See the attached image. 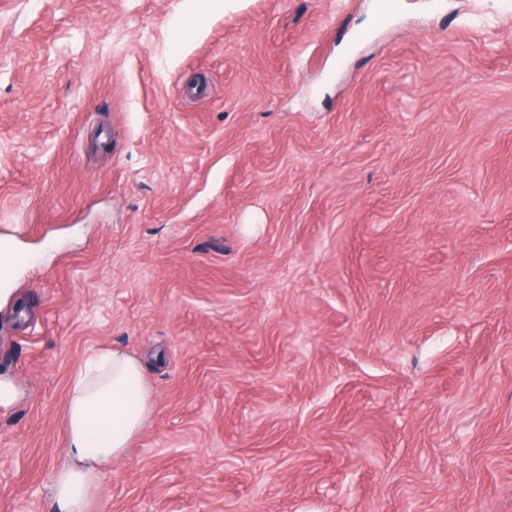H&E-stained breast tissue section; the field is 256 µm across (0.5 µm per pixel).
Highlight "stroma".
I'll return each mask as SVG.
<instances>
[{"instance_id":"stroma-1","label":"stroma","mask_w":512,"mask_h":512,"mask_svg":"<svg viewBox=\"0 0 512 512\" xmlns=\"http://www.w3.org/2000/svg\"><path fill=\"white\" fill-rule=\"evenodd\" d=\"M1 242L0 512H512V0H0ZM152 410L153 391L139 358L112 348L85 360L64 408L67 463L54 471L50 486L56 512H90L102 469L125 453Z\"/></svg>"}]
</instances>
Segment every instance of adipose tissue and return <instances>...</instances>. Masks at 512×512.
Returning <instances> with one entry per match:
<instances>
[{
	"instance_id": "adipose-tissue-1",
	"label": "adipose tissue",
	"mask_w": 512,
	"mask_h": 512,
	"mask_svg": "<svg viewBox=\"0 0 512 512\" xmlns=\"http://www.w3.org/2000/svg\"><path fill=\"white\" fill-rule=\"evenodd\" d=\"M152 410L153 391L139 358L115 348L85 360L64 408L67 462L51 479L58 512H89L103 468L125 453Z\"/></svg>"
}]
</instances>
